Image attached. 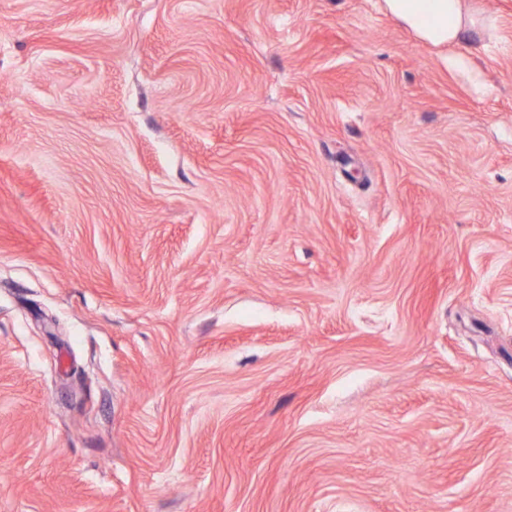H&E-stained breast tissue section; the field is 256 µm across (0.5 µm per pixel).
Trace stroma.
<instances>
[{
  "label": "stroma",
  "instance_id": "obj_1",
  "mask_svg": "<svg viewBox=\"0 0 512 512\" xmlns=\"http://www.w3.org/2000/svg\"><path fill=\"white\" fill-rule=\"evenodd\" d=\"M474 4L436 46L377 0H0V512H512Z\"/></svg>",
  "mask_w": 512,
  "mask_h": 512
}]
</instances>
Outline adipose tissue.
Listing matches in <instances>:
<instances>
[{
	"label": "adipose tissue",
	"mask_w": 512,
	"mask_h": 512,
	"mask_svg": "<svg viewBox=\"0 0 512 512\" xmlns=\"http://www.w3.org/2000/svg\"><path fill=\"white\" fill-rule=\"evenodd\" d=\"M379 4L421 40L434 45L457 44L495 26L494 19L469 0H379Z\"/></svg>",
	"instance_id": "adipose-tissue-1"
}]
</instances>
